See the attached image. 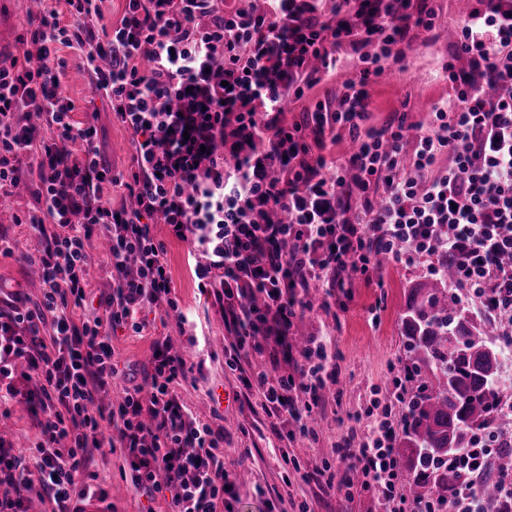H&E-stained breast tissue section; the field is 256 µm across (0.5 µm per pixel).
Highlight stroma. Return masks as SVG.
Wrapping results in <instances>:
<instances>
[{"mask_svg":"<svg viewBox=\"0 0 512 512\" xmlns=\"http://www.w3.org/2000/svg\"><path fill=\"white\" fill-rule=\"evenodd\" d=\"M432 5L442 25L432 32L412 30L409 40L391 45V54L404 56L406 69L371 82L366 126L380 127L402 115L411 122H425L432 106L447 100L449 86L442 66L454 53L457 24L473 2L432 0ZM31 10L32 0H0V62L7 64L22 57L20 38ZM59 55L65 62L61 87L76 106L75 120L92 122L97 129L95 144L105 163L113 173L127 172L134 153L129 132L116 119L109 101L94 95L80 53L63 47ZM359 70L357 53L350 43H343L336 53L335 71L323 76L302 99L287 101V120H301L321 103L336 111L345 81L356 77ZM35 188L30 174L25 173L20 188L0 195V225L7 228L12 247L11 252L0 254V292L22 289L34 300L40 295L35 286L39 271L20 256L35 252L38 239L18 218L37 209ZM155 233L166 243L174 294L191 321L177 327L174 317L160 309L148 313V326L142 333L117 329L112 345L119 373L103 397L104 404L118 403L126 389L140 384L153 340L170 337L174 349L186 355L192 369L190 381L178 390L179 396L194 418L224 427V469L235 485L233 512H299L303 503L310 512H379L358 473L349 472L353 486L346 494L323 490L310 473L321 462L337 464L336 443L356 428L357 413L369 408L380 415L390 405V373L408 362L401 341V316L410 288L427 275L425 264L383 261L337 293L334 314L311 312L297 320L296 332L331 340L339 382L326 386L315 410L313 426L318 440H290L281 419L260 406L236 401L242 386L237 371L225 363L230 338L219 306L198 291L188 243L170 238L162 223L156 224ZM37 438L38 430L23 406L0 407L1 440L25 452L35 446ZM288 457L298 461V469H286ZM124 464L121 454L109 447L94 453L91 469L98 474L96 484L105 491L112 512H167L163 495L151 500L131 488L123 475Z\"/></svg>","mask_w":512,"mask_h":512,"instance_id":"35a3bbf8","label":"stroma"}]
</instances>
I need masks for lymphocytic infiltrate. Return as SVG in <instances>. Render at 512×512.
Instances as JSON below:
<instances>
[{
    "label": "lymphocytic infiltrate",
    "instance_id": "1",
    "mask_svg": "<svg viewBox=\"0 0 512 512\" xmlns=\"http://www.w3.org/2000/svg\"><path fill=\"white\" fill-rule=\"evenodd\" d=\"M119 21L96 28L98 0H66L61 25L46 7L28 16L23 62L0 65V189L22 168L37 179L38 212L25 218L39 239L31 261L42 292L14 295L0 307V405L23 398L41 438L29 455L0 448V512H22L39 482L55 512H84L97 499L94 449L111 426L132 487L170 494L168 512H225L234 485L224 472V429L197 420L177 388L188 368L169 338L152 345L150 369L118 404L102 396L118 373L111 336L142 332V313L165 309L177 326L166 245L154 219L188 242L201 290L222 304L233 342L230 366L261 340L293 371H242L261 407L310 437L308 420L327 383L337 380L319 337L295 348L292 328L310 308L311 282L325 284L320 310L332 309L348 271L367 273L380 259L455 261L452 283L465 304L512 335V0H474L460 22L451 92L428 125L405 119L365 126L368 87L386 70L374 57L349 81L338 110L286 122L287 98H302L335 51L407 39L435 27L426 0H339L322 20L319 0H268L253 13L224 0H124ZM78 50L135 148L125 183L132 206L102 198L109 171L93 125H78L60 92V46ZM347 131L356 149L344 161L313 155L326 134ZM80 151H72L73 143ZM288 221L268 220L271 209ZM104 240L110 293L93 300L88 278L92 237ZM24 361L32 388L19 391ZM399 421L365 416L343 437L340 460L362 473L383 512H494L481 483L512 431L478 437L458 465L467 473L447 504L415 506L401 492L393 440Z\"/></svg>",
    "mask_w": 512,
    "mask_h": 512
}]
</instances>
